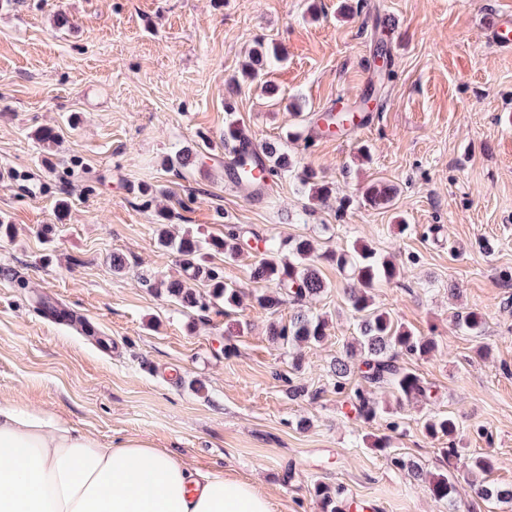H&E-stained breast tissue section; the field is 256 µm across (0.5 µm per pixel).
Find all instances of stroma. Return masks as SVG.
Instances as JSON below:
<instances>
[{
  "mask_svg": "<svg viewBox=\"0 0 512 512\" xmlns=\"http://www.w3.org/2000/svg\"><path fill=\"white\" fill-rule=\"evenodd\" d=\"M509 11L512 0H0V220L13 226L0 237V398L252 482L274 512H320L319 484L366 512H512L474 490L512 486V50L487 30ZM272 41L286 60L247 78L249 49ZM382 43L392 66L374 87ZM343 108L359 110L358 126L309 145L288 138ZM229 118L254 144L287 140L332 196L285 174L252 202L224 177L163 166L195 146L221 169ZM42 127L53 143L36 140ZM376 182L397 187L390 207L363 200ZM142 185L152 205H140ZM162 209L176 233L220 237L236 224L305 236L322 252L360 240L391 256L400 275L374 303L435 339L428 356L397 359L434 401L401 405L380 387L385 412L368 423L335 392L330 363L357 330L331 262L318 265L326 290L304 306L328 321L317 346L271 340L270 323L299 309L289 303L270 312L247 298L230 319L220 305L199 317L183 309L153 286L180 274L155 243ZM46 301L93 335L46 319ZM471 310L481 335L455 324ZM232 319L240 330L229 336ZM298 353L309 394L292 400L277 376ZM429 413L452 415L464 454L493 455L494 470L449 467L447 440L423 429ZM386 434L385 454L374 442ZM445 472L450 502L428 489Z\"/></svg>",
  "mask_w": 512,
  "mask_h": 512,
  "instance_id": "obj_1",
  "label": "stroma"
}]
</instances>
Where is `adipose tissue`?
<instances>
[{"label": "adipose tissue", "instance_id": "1", "mask_svg": "<svg viewBox=\"0 0 512 512\" xmlns=\"http://www.w3.org/2000/svg\"><path fill=\"white\" fill-rule=\"evenodd\" d=\"M0 512H272L249 482L0 401Z\"/></svg>", "mask_w": 512, "mask_h": 512}]
</instances>
